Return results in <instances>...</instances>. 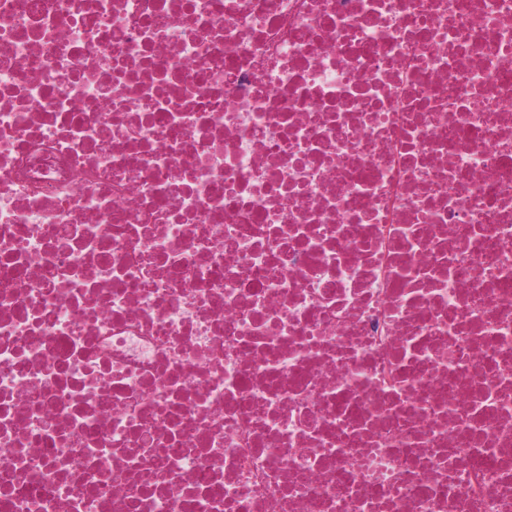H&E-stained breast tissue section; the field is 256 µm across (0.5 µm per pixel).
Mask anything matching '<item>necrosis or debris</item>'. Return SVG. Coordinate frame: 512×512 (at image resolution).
Segmentation results:
<instances>
[{"instance_id":"4bbe7bcc","label":"necrosis or debris","mask_w":512,"mask_h":512,"mask_svg":"<svg viewBox=\"0 0 512 512\" xmlns=\"http://www.w3.org/2000/svg\"><path fill=\"white\" fill-rule=\"evenodd\" d=\"M0 512H512V0H0Z\"/></svg>"}]
</instances>
